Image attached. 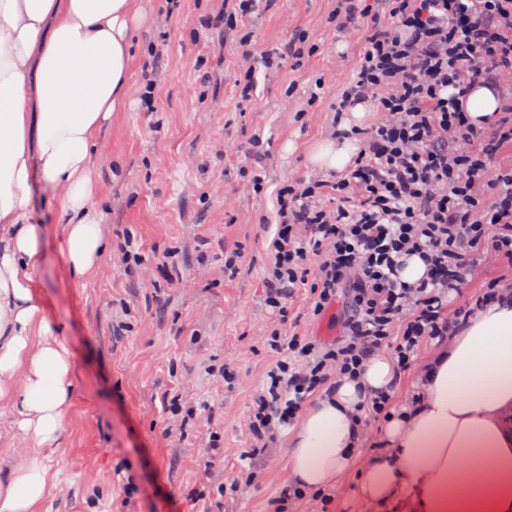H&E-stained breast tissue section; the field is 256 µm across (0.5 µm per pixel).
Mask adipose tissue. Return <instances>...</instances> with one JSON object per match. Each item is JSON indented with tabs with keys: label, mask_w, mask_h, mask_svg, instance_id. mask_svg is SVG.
<instances>
[{
	"label": "adipose tissue",
	"mask_w": 512,
	"mask_h": 512,
	"mask_svg": "<svg viewBox=\"0 0 512 512\" xmlns=\"http://www.w3.org/2000/svg\"><path fill=\"white\" fill-rule=\"evenodd\" d=\"M135 0H0V412L33 449L0 457V512H38L52 485L45 447L66 432L73 357L35 291L47 228L36 189L65 221L68 275L85 279L106 252L94 177L99 136L127 103ZM399 372L367 359L304 408L285 452L294 487H335L356 459L368 400ZM418 403L391 415L384 449L360 474L362 496L401 512H512V295L475 310L416 381Z\"/></svg>",
	"instance_id": "1"
}]
</instances>
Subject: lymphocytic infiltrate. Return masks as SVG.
Wrapping results in <instances>:
<instances>
[{
	"label": "lymphocytic infiltrate",
	"instance_id": "1",
	"mask_svg": "<svg viewBox=\"0 0 512 512\" xmlns=\"http://www.w3.org/2000/svg\"><path fill=\"white\" fill-rule=\"evenodd\" d=\"M355 70L328 73L310 93L339 85L335 138L360 148L344 173L283 187L270 244V303L304 289L314 315L344 298L340 337L323 344L299 330L272 334L278 358L255 396L249 428L260 437L291 424L332 381L360 374L386 351L407 368L419 345L451 335L468 309L448 294L494 262L477 305L512 292V0H374ZM493 91L494 113L474 122L466 102ZM372 126L343 128L357 105ZM424 276L405 281L411 258Z\"/></svg>",
	"mask_w": 512,
	"mask_h": 512
}]
</instances>
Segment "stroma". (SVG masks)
I'll return each mask as SVG.
<instances>
[{"label":"stroma","instance_id":"35a3bbf8","mask_svg":"<svg viewBox=\"0 0 512 512\" xmlns=\"http://www.w3.org/2000/svg\"><path fill=\"white\" fill-rule=\"evenodd\" d=\"M137 6L131 93L102 133L96 165L107 243L97 273L78 282L65 274L60 211L43 193L32 201L36 223L49 228L37 293L74 358L67 440L45 450L57 479L41 512H119L125 475L138 488L137 512H199L190 490L216 479L237 485L220 512H274L289 485V430L259 442L246 414L275 358L265 334L279 326L266 287L276 197L311 172L336 177L310 154L331 141L338 90L325 87L312 104L309 89L355 68L367 21L342 44L331 33L336 0H275L247 20L246 49L216 23L220 0H183L171 14L165 0ZM288 42L298 60L241 97L248 53ZM228 197L246 218L232 217ZM228 260L239 275L225 274ZM288 307L311 339L339 336L341 305L313 315L300 291ZM216 435L224 455L211 467ZM358 476L332 489L329 507L308 496L288 512H378Z\"/></svg>","mask_w":512,"mask_h":512}]
</instances>
